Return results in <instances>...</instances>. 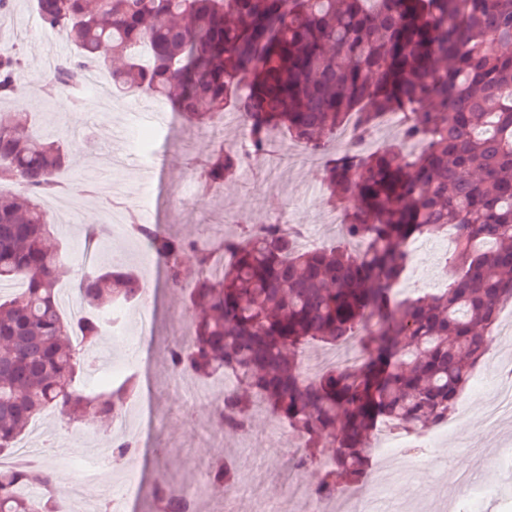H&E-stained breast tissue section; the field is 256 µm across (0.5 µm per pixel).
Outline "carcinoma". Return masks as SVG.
<instances>
[{
    "label": "carcinoma",
    "instance_id": "1",
    "mask_svg": "<svg viewBox=\"0 0 512 512\" xmlns=\"http://www.w3.org/2000/svg\"><path fill=\"white\" fill-rule=\"evenodd\" d=\"M42 24L66 36L74 56L45 85L82 88L87 64L108 45L112 92L165 101L184 120L211 124L226 112L246 125L250 157H208L201 174L222 184L265 156L273 134L321 154L336 133L354 139L323 161L329 197L354 200L341 241L298 245L303 226L251 224L226 233L222 257L156 224L128 223L161 261L167 288L187 291L191 334L170 345L172 371L229 374L212 420L227 436L264 412L299 433L308 467L330 448L312 488L320 501L364 479L373 429L385 422L418 436L448 420L486 353L499 306L512 298V0H34ZM24 66L0 40V101L20 93ZM406 112L397 141L367 153L363 140L386 112ZM58 139L0 113V457L14 454L46 411L114 417L135 382L82 388L89 366L71 342L96 345L101 312L140 299L145 281L111 265L76 271L81 318L65 317L58 285L73 271L42 202L65 192L69 164ZM452 233L448 286L400 300L392 292L407 243ZM193 254L185 266L182 254ZM360 338L351 367L305 374L306 347ZM207 482L239 473L211 462ZM50 472L22 456L0 468V512H62ZM158 512H196L168 479L155 481Z\"/></svg>",
    "mask_w": 512,
    "mask_h": 512
}]
</instances>
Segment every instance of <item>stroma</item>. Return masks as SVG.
<instances>
[{
	"label": "stroma",
	"mask_w": 512,
	"mask_h": 512,
	"mask_svg": "<svg viewBox=\"0 0 512 512\" xmlns=\"http://www.w3.org/2000/svg\"><path fill=\"white\" fill-rule=\"evenodd\" d=\"M29 0H15L11 12L0 17V35L12 39L24 58L20 96L0 102L1 112L30 114L36 120V129L54 139L65 141L72 162L64 170L66 180L75 181L86 196L79 213L61 212L54 221L60 233L59 243L72 256L89 254L96 264L120 263L139 270L136 243L117 235L105 243L88 239L87 232L100 221L103 200L95 190L105 180L117 179L124 183L128 199L138 200L151 195L156 223L166 231L188 239L200 238L206 227L223 224L230 219L237 224H263L278 204H285L294 223L305 225L320 245L334 242V227L317 221L325 210L327 190L321 167L294 163L288 156L290 145L282 134L273 137V151L279 152L276 171L277 189L264 193L260 179H234L209 188L199 176V164L210 157L218 143L205 134L200 126L181 123L175 131H155L151 146L158 158V171L153 183H145L138 169H102L101 159L108 146L114 125L125 122L128 113L144 103V96L129 94L118 98L117 109L91 113L86 108L60 109L55 98L43 90L49 76L48 58L60 59L71 52L64 35L45 39L41 26H26L34 17ZM150 304L156 315L151 340H143L140 327L123 324L127 340L140 345L146 361L134 375L138 385L135 391L141 406L131 419L130 434L137 446L130 464L135 465L143 480V491L129 512H155L151 496L152 483L164 475L179 480L188 473L204 471L218 456H226L234 463L250 460L253 467L271 478L266 492L273 499L284 494L285 475L280 470L279 456L265 457L264 451L279 445L277 437L265 430V414H258L253 429L243 435L228 437L213 423H204L195 430L184 424V406L181 399L171 396L166 383L168 370L164 351L186 314L180 296L169 289L150 293ZM512 359V316L500 315L492 329V340L486 358L473 370L481 378L482 388L466 385L461 398L466 403V416L454 421L446 437L439 440V454L428 466L412 475L410 486L391 485L389 495L401 512H455L459 507V490L454 481L453 467L444 462L443 451H459L456 466L470 470L480 482L491 488L490 497L471 502L469 512H512V461L503 459L504 449L512 448V417L498 427L484 430L480 427L484 405L499 381L497 364ZM42 425L56 444L60 454L81 455L87 444L106 448L114 436L113 422L99 424L65 423L61 418L48 416ZM495 458L493 469H486L485 458Z\"/></svg>",
	"instance_id": "1"
}]
</instances>
